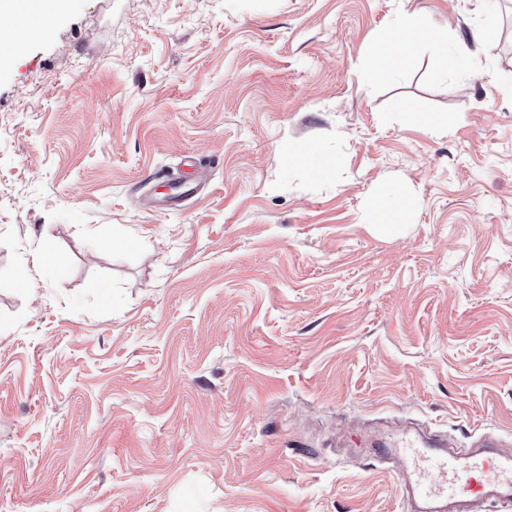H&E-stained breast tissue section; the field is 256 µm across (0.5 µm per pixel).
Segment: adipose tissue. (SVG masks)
Instances as JSON below:
<instances>
[{
    "label": "adipose tissue",
    "instance_id": "ef3b65f1",
    "mask_svg": "<svg viewBox=\"0 0 512 512\" xmlns=\"http://www.w3.org/2000/svg\"><path fill=\"white\" fill-rule=\"evenodd\" d=\"M448 32L436 26L425 25L418 13L404 14L390 37L378 40L370 50V58L378 74H392L400 70L414 55L418 43L447 42ZM419 205L418 197L391 182L381 183L374 195L377 222L388 228L402 223Z\"/></svg>",
    "mask_w": 512,
    "mask_h": 512
}]
</instances>
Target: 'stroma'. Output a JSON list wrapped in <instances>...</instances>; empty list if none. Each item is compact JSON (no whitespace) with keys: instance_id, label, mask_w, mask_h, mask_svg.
Masks as SVG:
<instances>
[{"instance_id":"stroma-1","label":"stroma","mask_w":512,"mask_h":512,"mask_svg":"<svg viewBox=\"0 0 512 512\" xmlns=\"http://www.w3.org/2000/svg\"><path fill=\"white\" fill-rule=\"evenodd\" d=\"M414 11L447 46L376 74ZM45 25L0 67V512H403L378 442L512 447V0ZM384 180L421 200L391 233Z\"/></svg>"}]
</instances>
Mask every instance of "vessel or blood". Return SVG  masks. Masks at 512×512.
Masks as SVG:
<instances>
[{
  "label": "vessel or blood",
  "mask_w": 512,
  "mask_h": 512,
  "mask_svg": "<svg viewBox=\"0 0 512 512\" xmlns=\"http://www.w3.org/2000/svg\"><path fill=\"white\" fill-rule=\"evenodd\" d=\"M399 455L406 512H480L483 503L512 501V453L485 442L483 449L444 450L403 436L384 449Z\"/></svg>",
  "instance_id": "1"
}]
</instances>
